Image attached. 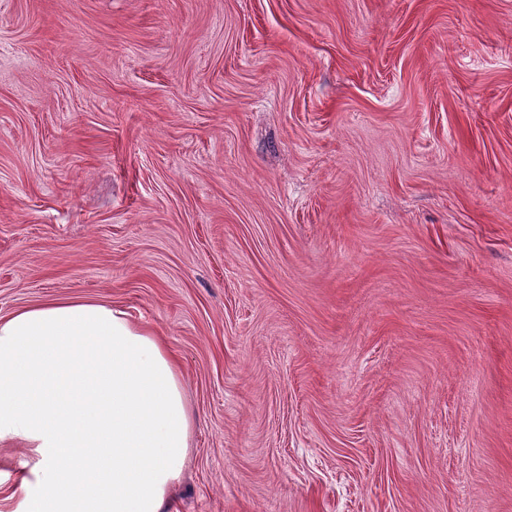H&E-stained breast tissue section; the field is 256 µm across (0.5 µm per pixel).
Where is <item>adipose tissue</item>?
<instances>
[{
  "instance_id": "adipose-tissue-1",
  "label": "adipose tissue",
  "mask_w": 512,
  "mask_h": 512,
  "mask_svg": "<svg viewBox=\"0 0 512 512\" xmlns=\"http://www.w3.org/2000/svg\"><path fill=\"white\" fill-rule=\"evenodd\" d=\"M191 431L177 357L122 309L0 317V443L32 455L17 512H171Z\"/></svg>"
}]
</instances>
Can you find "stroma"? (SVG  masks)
Returning <instances> with one entry per match:
<instances>
[{"label": "stroma", "mask_w": 512, "mask_h": 512, "mask_svg": "<svg viewBox=\"0 0 512 512\" xmlns=\"http://www.w3.org/2000/svg\"><path fill=\"white\" fill-rule=\"evenodd\" d=\"M56 298L179 356L173 512H512V0H0V316Z\"/></svg>", "instance_id": "stroma-1"}]
</instances>
